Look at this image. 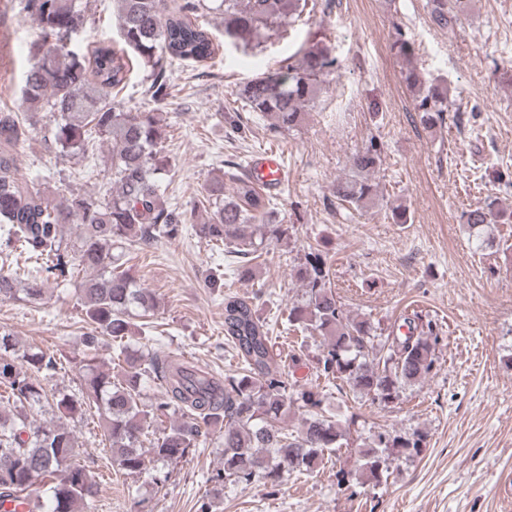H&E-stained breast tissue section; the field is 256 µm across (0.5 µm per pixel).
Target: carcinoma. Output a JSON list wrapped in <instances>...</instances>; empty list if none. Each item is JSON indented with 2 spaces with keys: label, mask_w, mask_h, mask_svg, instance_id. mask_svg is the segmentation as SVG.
<instances>
[{
  "label": "carcinoma",
  "mask_w": 512,
  "mask_h": 512,
  "mask_svg": "<svg viewBox=\"0 0 512 512\" xmlns=\"http://www.w3.org/2000/svg\"><path fill=\"white\" fill-rule=\"evenodd\" d=\"M16 15L38 29L27 47L21 111H0V260L25 255L22 273H0V302L32 307L45 299L48 284L72 286L86 332L83 349L68 359L77 370L81 394L48 387L60 359L0 328V512L21 505L23 512H91L96 476L77 462L78 436L69 422L97 415L105 458L124 475L138 479L155 462H175L219 433L223 471L214 482L243 489L262 481L275 485L292 471L311 473L341 449L357 454V470H336L337 484L364 479L380 483L392 456L420 452L417 432L353 435L328 409L325 393L291 382L278 368L270 327L256 299L224 295V341L241 364L223 376L160 349L128 350L125 340L148 327L160 307L157 294L137 285L128 266L135 248L175 239L185 226L227 255L251 264L265 249L278 208L267 188L230 160L209 177L199 202L169 207L161 202L169 160L164 155L168 124L158 109L132 110L118 100L130 61L147 83L156 104L170 96L168 67L174 61L204 66L219 51L211 30L199 21L218 14L224 45L244 53L273 33L287 30L309 10V0H116L120 48L103 40L81 50L73 40L85 32L86 7L79 0H6ZM473 0H426L433 25L454 31ZM394 54L408 62L413 43L401 28L391 41ZM338 68L323 40L279 61L277 68L245 83L239 99L249 112L268 115L275 133L295 131L313 110L324 77ZM415 93L421 124L435 129L448 111V84L430 82L414 66L402 72ZM63 160L86 159L96 144L109 147L112 191L102 197L75 192L54 204L20 174L18 147L37 135ZM382 146L370 138L350 159L351 171L336 178L331 193L350 215L365 216L382 196L375 173ZM206 216L198 218V209ZM506 219L495 203L464 213L479 248H492L486 228ZM294 275L306 289L292 303L288 325L324 338L316 376L339 380L359 399L388 405L402 389L426 380L438 361L442 337L436 323L414 312L385 337L365 318L352 316L332 286L322 255L310 251ZM115 341L124 355L121 374L101 368L98 351ZM52 407L57 419L35 427L34 410ZM302 415L297 430L283 423ZM166 422L161 432L150 422ZM46 487L47 502L33 495Z\"/></svg>",
  "instance_id": "1"
}]
</instances>
